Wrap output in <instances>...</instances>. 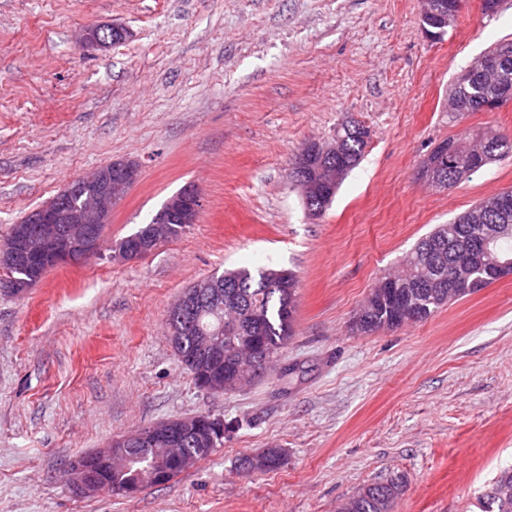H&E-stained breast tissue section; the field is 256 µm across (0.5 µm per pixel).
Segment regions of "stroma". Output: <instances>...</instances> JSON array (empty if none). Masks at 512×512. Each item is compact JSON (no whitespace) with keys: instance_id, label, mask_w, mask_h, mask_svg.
Here are the masks:
<instances>
[{"instance_id":"stroma-1","label":"stroma","mask_w":512,"mask_h":512,"mask_svg":"<svg viewBox=\"0 0 512 512\" xmlns=\"http://www.w3.org/2000/svg\"><path fill=\"white\" fill-rule=\"evenodd\" d=\"M421 0H0V238L76 177L118 159L141 175L99 256L0 293V512H336L399 477L394 512H482L512 467V276L426 321L359 335L353 316L435 225L512 187V154L447 190L418 172L439 141L512 133V104L450 115L457 74L512 41V0H467L439 37ZM119 26L126 40L79 41ZM373 136L318 218L289 178L310 139ZM198 220L117 262L184 186ZM246 267L292 271V335L265 375L222 394L168 342L184 289ZM223 416L224 442L170 482L84 497L80 455L176 417ZM282 449L283 464L237 460Z\"/></svg>"}]
</instances>
